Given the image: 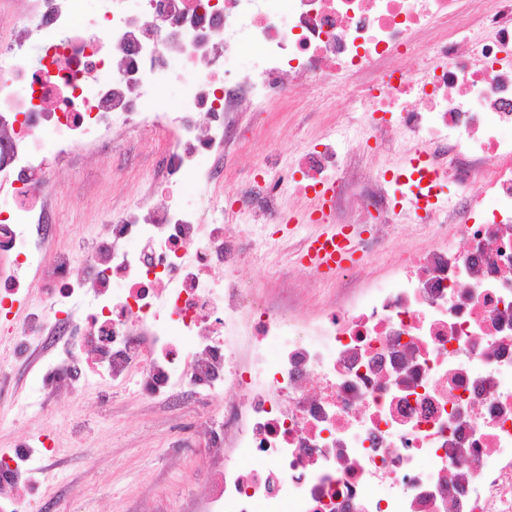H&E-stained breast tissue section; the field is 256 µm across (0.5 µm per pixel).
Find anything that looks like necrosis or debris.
Instances as JSON below:
<instances>
[{"mask_svg": "<svg viewBox=\"0 0 512 512\" xmlns=\"http://www.w3.org/2000/svg\"><path fill=\"white\" fill-rule=\"evenodd\" d=\"M494 4L488 36L468 51L439 37L421 79L383 62L448 17L468 28L459 0H17L0 18V184L13 197L0 324L21 348L60 342L43 386L130 385L158 401L233 388L197 428L245 456L219 469L207 512H512V0ZM243 28L255 63L234 74ZM290 80L342 89L348 112L394 113L402 135H431L449 178L481 182L461 214L420 217L454 225L459 245L402 259L391 282L314 319L257 298L238 267L287 223L280 194L334 184L350 147L321 140L295 169L267 155L224 181L243 106L269 111ZM141 128L158 134L160 165L140 196L82 262L51 250L50 160ZM35 264L42 301L20 325ZM30 459L0 454V512H28Z\"/></svg>", "mask_w": 512, "mask_h": 512, "instance_id": "necrosis-or-debris-1", "label": "necrosis or debris"}]
</instances>
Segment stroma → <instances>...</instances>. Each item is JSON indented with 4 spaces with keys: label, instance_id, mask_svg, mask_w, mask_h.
I'll list each match as a JSON object with an SVG mask.
<instances>
[{
    "label": "stroma",
    "instance_id": "1",
    "mask_svg": "<svg viewBox=\"0 0 512 512\" xmlns=\"http://www.w3.org/2000/svg\"><path fill=\"white\" fill-rule=\"evenodd\" d=\"M341 97L333 88L297 85L290 98L291 111L241 113L240 125L249 139L243 150L229 153L225 182H236L247 163L269 150H276L279 166L292 168L307 144L343 133L360 137L370 118L364 112L350 116L341 112ZM133 139L140 151L130 163H122L112 151L93 164H49L46 176L56 187L55 248L82 251L102 231V216L139 194L158 157L141 133H134ZM408 146L406 138L389 130L385 148L355 156L358 178L337 173V180L347 181L348 186L336 205L334 223L359 221L369 188L367 175L395 169ZM118 167L123 175L116 179L112 171ZM282 206L293 216L296 230L282 244L280 262L242 265L239 276L253 294L289 299L304 314L328 310L337 296L332 282H316L295 265V250L315 230L306 220L312 201L289 193ZM367 219L381 224L385 238L384 249L360 247L367 281L390 280L398 255L434 245L423 227L405 215ZM0 347L5 350L0 358V450H12L22 441L36 443L41 436L57 447L56 453L33 456L40 486L32 499L38 512H204L207 490L220 465L241 458L231 446L206 448L185 435L203 412L223 413L225 393L201 403L188 392L168 402H154L130 388L47 390L38 381L48 352L43 340L31 341L21 352L11 335L0 329Z\"/></svg>",
    "mask_w": 512,
    "mask_h": 512
}]
</instances>
